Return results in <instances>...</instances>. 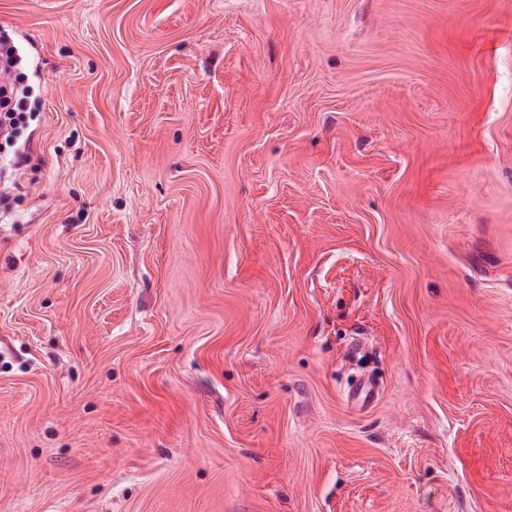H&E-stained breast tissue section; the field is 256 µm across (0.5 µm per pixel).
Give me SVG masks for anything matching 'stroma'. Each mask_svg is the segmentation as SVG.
<instances>
[{
  "label": "stroma",
  "instance_id": "1",
  "mask_svg": "<svg viewBox=\"0 0 512 512\" xmlns=\"http://www.w3.org/2000/svg\"><path fill=\"white\" fill-rule=\"evenodd\" d=\"M1 35L0 512H512V0ZM18 62L17 49L5 41L0 42V135L9 138L16 130L17 123L23 116L25 102L15 97V82L17 77L12 76L11 69ZM3 74V81H2ZM2 114H4L2 116Z\"/></svg>",
  "mask_w": 512,
  "mask_h": 512
}]
</instances>
